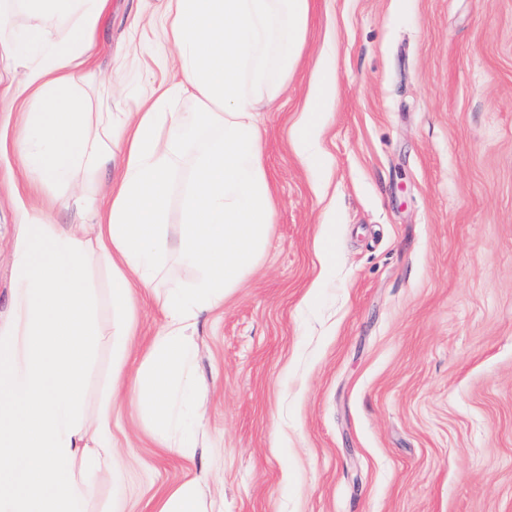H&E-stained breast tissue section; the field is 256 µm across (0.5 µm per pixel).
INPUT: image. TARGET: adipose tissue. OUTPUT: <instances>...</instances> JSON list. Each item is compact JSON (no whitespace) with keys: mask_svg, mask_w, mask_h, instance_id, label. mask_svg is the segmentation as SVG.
Segmentation results:
<instances>
[{"mask_svg":"<svg viewBox=\"0 0 512 512\" xmlns=\"http://www.w3.org/2000/svg\"><path fill=\"white\" fill-rule=\"evenodd\" d=\"M110 0H0V43L23 98L20 171L34 191L97 180L120 156L103 198L83 200L72 224L24 211L11 318L0 323V512H88L100 483L123 465L112 441L118 397L145 418L161 448L195 452L193 332L199 317L256 268L275 202L261 148L259 110L271 104L301 58L310 0H161L154 54L177 81L146 87L135 111L113 117L111 89L98 102L73 90L89 62ZM36 24L6 29L14 9ZM70 19L66 38L47 40L46 18ZM333 62L317 67L293 124L294 148L322 167L326 108L336 99ZM200 107L177 111L181 98ZM100 112H93V105ZM193 267L186 286L161 287L171 260ZM109 272L106 298L90 288ZM161 291L163 327L131 365L141 292ZM110 325L102 327L100 309ZM110 347L106 392L86 412L84 391L98 351ZM153 512H207L197 479L169 489Z\"/></svg>","mask_w":512,"mask_h":512,"instance_id":"obj_1","label":"adipose tissue"}]
</instances>
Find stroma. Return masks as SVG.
<instances>
[{"label": "stroma", "instance_id": "obj_1", "mask_svg": "<svg viewBox=\"0 0 512 512\" xmlns=\"http://www.w3.org/2000/svg\"><path fill=\"white\" fill-rule=\"evenodd\" d=\"M158 0H112L76 84L172 80L129 47ZM284 91L258 115L275 223L197 326L206 414L185 459L117 400L113 495L152 512L207 477L209 512H512V0H310ZM338 92L320 173L291 126L325 51ZM18 104L0 83V322L15 288Z\"/></svg>", "mask_w": 512, "mask_h": 512}]
</instances>
